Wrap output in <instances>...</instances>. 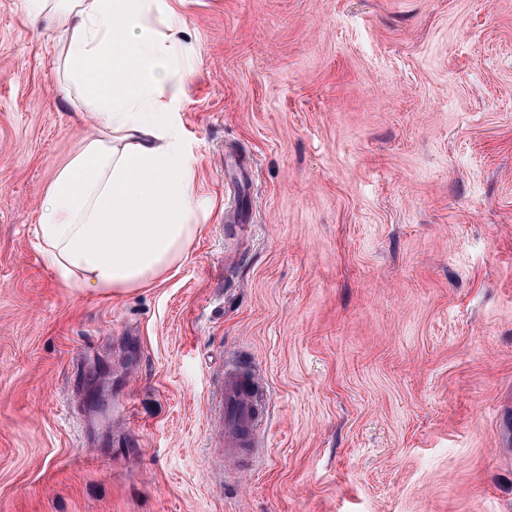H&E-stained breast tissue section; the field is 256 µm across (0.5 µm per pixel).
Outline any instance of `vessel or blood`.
<instances>
[{"instance_id":"b4317fda","label":"vessel or blood","mask_w":512,"mask_h":512,"mask_svg":"<svg viewBox=\"0 0 512 512\" xmlns=\"http://www.w3.org/2000/svg\"><path fill=\"white\" fill-rule=\"evenodd\" d=\"M216 414L221 424V443L228 462L244 460L264 426V415L253 375L237 360L224 363L221 397Z\"/></svg>"}]
</instances>
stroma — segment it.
I'll return each mask as SVG.
<instances>
[{"mask_svg": "<svg viewBox=\"0 0 512 512\" xmlns=\"http://www.w3.org/2000/svg\"><path fill=\"white\" fill-rule=\"evenodd\" d=\"M161 2L201 229L104 293L36 241L93 123L0 0V512H512V0ZM228 356L264 392L242 463ZM216 415L221 424L224 460H245L264 426V415L253 375L235 359L224 361V377Z\"/></svg>", "mask_w": 512, "mask_h": 512, "instance_id": "1", "label": "stroma"}]
</instances>
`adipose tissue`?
Here are the masks:
<instances>
[{
	"mask_svg": "<svg viewBox=\"0 0 512 512\" xmlns=\"http://www.w3.org/2000/svg\"><path fill=\"white\" fill-rule=\"evenodd\" d=\"M50 32L59 92L96 122L46 192L42 254L71 288H141L180 266L199 231L195 172L171 105L185 93L156 0H22Z\"/></svg>",
	"mask_w": 512,
	"mask_h": 512,
	"instance_id": "adipose-tissue-1",
	"label": "adipose tissue"
}]
</instances>
